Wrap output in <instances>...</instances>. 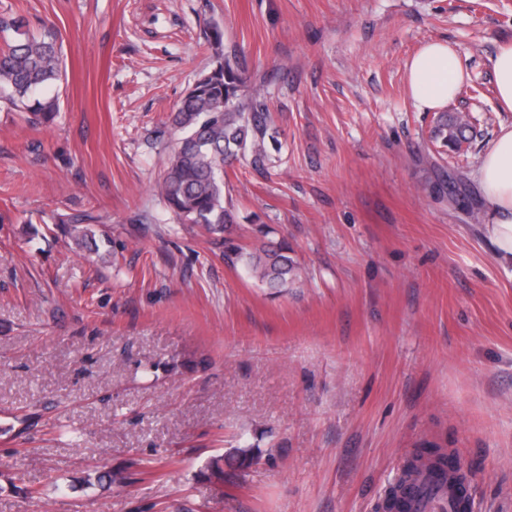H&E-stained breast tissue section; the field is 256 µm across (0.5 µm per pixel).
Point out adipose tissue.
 Here are the masks:
<instances>
[{
    "label": "adipose tissue",
    "mask_w": 512,
    "mask_h": 512,
    "mask_svg": "<svg viewBox=\"0 0 512 512\" xmlns=\"http://www.w3.org/2000/svg\"><path fill=\"white\" fill-rule=\"evenodd\" d=\"M410 97L423 112H440L457 95L468 74L444 41H431L406 63ZM478 182L491 219L485 227L498 259L512 264V124L499 128L483 152Z\"/></svg>",
    "instance_id": "adipose-tissue-1"
}]
</instances>
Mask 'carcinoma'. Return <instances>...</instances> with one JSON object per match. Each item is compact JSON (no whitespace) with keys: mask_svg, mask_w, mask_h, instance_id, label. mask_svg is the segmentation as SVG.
<instances>
[{"mask_svg":"<svg viewBox=\"0 0 512 512\" xmlns=\"http://www.w3.org/2000/svg\"><path fill=\"white\" fill-rule=\"evenodd\" d=\"M6 32L12 37L0 45V103L28 113L34 123L45 121L59 108V98L45 95V90L60 83L65 75L58 33L46 27L41 35L34 36L22 15L0 17V33ZM207 38L213 66L187 91L170 116L171 125L180 129L183 137L168 155L157 192L178 222L222 236L234 223L232 210L224 205V167L247 158L253 168L265 167L270 116L260 100H252L249 109L239 100L245 71L224 53L221 28L209 26ZM434 136L453 145L467 139L466 129L446 114L435 127ZM224 245L253 277L277 293L287 291L298 276L286 244L264 243L248 251L226 238ZM424 469L451 480L462 472L459 466L448 469L447 452L440 446L429 444L418 449L399 481L390 487L383 512H409V481Z\"/></svg>","mask_w":512,"mask_h":512,"instance_id":"carcinoma-1","label":"carcinoma"}]
</instances>
